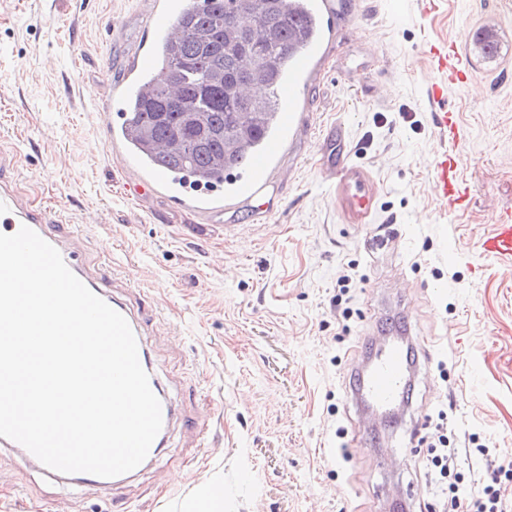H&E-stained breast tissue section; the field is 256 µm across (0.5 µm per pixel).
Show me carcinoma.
<instances>
[{
	"label": "carcinoma",
	"instance_id": "1",
	"mask_svg": "<svg viewBox=\"0 0 512 512\" xmlns=\"http://www.w3.org/2000/svg\"><path fill=\"white\" fill-rule=\"evenodd\" d=\"M306 26L290 0H188L157 74L126 106L129 136L151 162L198 184L243 169L278 111L279 75Z\"/></svg>",
	"mask_w": 512,
	"mask_h": 512
}]
</instances>
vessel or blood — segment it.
I'll use <instances>...</instances> for the list:
<instances>
[{
  "mask_svg": "<svg viewBox=\"0 0 512 512\" xmlns=\"http://www.w3.org/2000/svg\"><path fill=\"white\" fill-rule=\"evenodd\" d=\"M183 7V0H151L144 15L141 38L123 61V81L109 90L108 112L124 111L126 102L138 95L153 77L161 51L178 34L176 16ZM296 7L308 17L310 27L303 47L291 54L282 72L276 128L249 156L246 169L231 181L189 192V177L149 163L126 135L124 125L110 123L106 126L108 148L125 164L138 170L137 178L127 185L129 191L176 201L182 210L209 218L267 195L278 175L281 155L308 124L303 91L317 80L327 65L326 48L336 40V16L342 4L340 0H298ZM426 54L434 69L442 75L441 81L433 83L428 90L431 118L440 133L453 144L461 139V127L455 111L448 104V91L468 87L472 79L471 57L453 42L429 45ZM344 138L343 127L329 128L322 143L321 169L335 187L343 208L356 221L362 222L370 214L373 189L366 174L351 164ZM9 169V164L0 157V233H15L23 225L31 228L58 249L77 278L91 291H98V284L86 270L85 258L56 233L59 218L46 207L17 192L6 177ZM433 191L452 208L462 210L467 206L468 186L460 175L457 158L449 148L436 154ZM481 249L488 256L512 264L511 211L497 216L491 232L481 241ZM105 301L129 323L137 340L140 363L149 372L150 386L161 401L163 425L148 454L153 460L165 447L170 429L178 419V411L153 373V360L144 330V319L152 309L151 298L148 294H141V304L137 307L123 296L109 295ZM413 337L411 324H404L400 335L380 340L368 362L359 367L355 401L369 422L404 409Z\"/></svg>",
  "mask_w": 512,
  "mask_h": 512,
  "instance_id": "b4317fda",
  "label": "vessel or blood"
}]
</instances>
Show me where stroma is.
I'll return each mask as SVG.
<instances>
[{
	"label": "stroma",
	"mask_w": 512,
	"mask_h": 512,
	"mask_svg": "<svg viewBox=\"0 0 512 512\" xmlns=\"http://www.w3.org/2000/svg\"><path fill=\"white\" fill-rule=\"evenodd\" d=\"M148 2L0 0V151L19 193L78 230L97 282L118 271L153 295L154 368L197 429L174 427L160 458L113 489L50 479L0 447V512H205L214 480L224 512H379L389 480L426 504L409 434L441 416L465 486L507 482L512 267L480 250L512 210V18L499 0H347L329 64L305 93L307 129L281 158L262 216L219 222L126 196L134 174L104 143L112 31L132 46ZM491 22L506 48L497 64L476 63L467 90H449L464 131L452 146L431 119L424 47L467 46ZM380 114L387 125L376 126ZM336 122L373 185L364 224L348 220L320 169ZM448 146L470 189L462 211L432 191L435 154ZM380 224L397 229L384 250L371 246ZM349 266L356 315L343 328L336 277ZM402 315L431 340L429 362L402 419L371 429L349 376Z\"/></svg>",
	"instance_id": "1"
}]
</instances>
